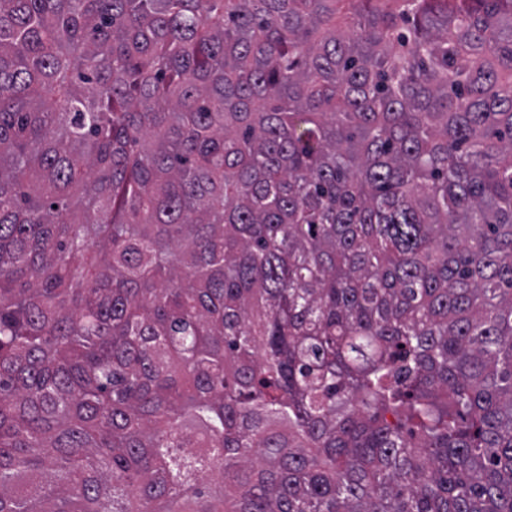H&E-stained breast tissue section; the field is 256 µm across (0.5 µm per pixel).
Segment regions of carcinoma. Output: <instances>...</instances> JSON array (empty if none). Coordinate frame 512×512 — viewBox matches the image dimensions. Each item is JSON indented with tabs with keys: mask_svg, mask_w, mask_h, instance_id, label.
I'll return each mask as SVG.
<instances>
[{
	"mask_svg": "<svg viewBox=\"0 0 512 512\" xmlns=\"http://www.w3.org/2000/svg\"><path fill=\"white\" fill-rule=\"evenodd\" d=\"M0 512H512V0H0Z\"/></svg>",
	"mask_w": 512,
	"mask_h": 512,
	"instance_id": "1",
	"label": "carcinoma"
}]
</instances>
